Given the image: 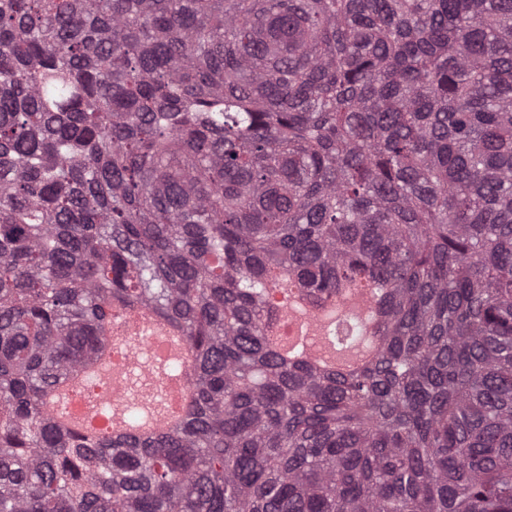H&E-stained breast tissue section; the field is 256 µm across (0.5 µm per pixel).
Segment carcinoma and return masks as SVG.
I'll return each instance as SVG.
<instances>
[{
  "label": "carcinoma",
  "mask_w": 512,
  "mask_h": 512,
  "mask_svg": "<svg viewBox=\"0 0 512 512\" xmlns=\"http://www.w3.org/2000/svg\"><path fill=\"white\" fill-rule=\"evenodd\" d=\"M144 309L181 420L65 423ZM0 512H512V0H0ZM288 288V325L284 329L282 335L277 342L280 347L288 351V354L302 348L304 356L308 357L317 364L323 365L327 369L352 371L362 366L372 355L370 347H362L353 354L345 358H336L322 351L319 347H311L306 342L308 328L305 323V317L298 312L294 303L297 301L298 290L296 286L291 284ZM136 320L140 326L151 329L160 335L158 338L160 342L159 358L161 361H181L185 364L190 363L192 358L191 354L185 348L180 337L169 330V328L151 313L147 311L140 312ZM80 378H75L65 389L67 394H69L66 418L75 424H87L89 422V415L85 411L79 397L75 395V392L80 388ZM169 394L168 407L163 415L149 420L142 428L143 432H152L162 427H166L177 421L181 415L182 409L187 402L186 389L182 387L181 377H173L167 383Z\"/></svg>",
  "instance_id": "carcinoma-1"
}]
</instances>
